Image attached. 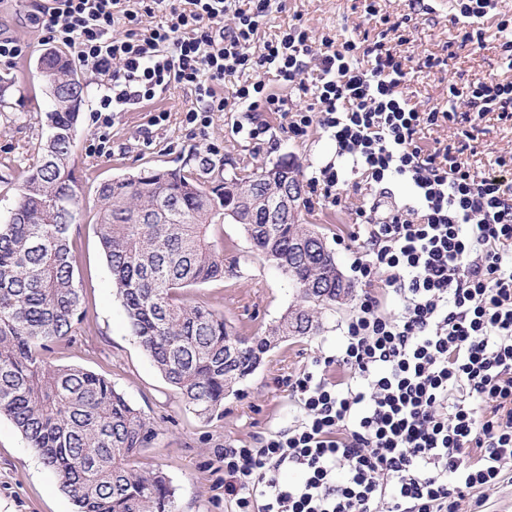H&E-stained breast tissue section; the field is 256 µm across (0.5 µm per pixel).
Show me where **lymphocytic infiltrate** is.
Returning a JSON list of instances; mask_svg holds the SVG:
<instances>
[{
    "mask_svg": "<svg viewBox=\"0 0 512 512\" xmlns=\"http://www.w3.org/2000/svg\"><path fill=\"white\" fill-rule=\"evenodd\" d=\"M500 0H454L461 44L494 18L512 64V17ZM272 0H41L43 43L73 49L99 89L97 112H121L174 86L187 124L217 112H269L289 137L311 128L336 163L308 180L318 203L373 193L352 207L367 237L350 252L363 294L336 354L288 380L300 415L253 447L224 451V496L238 512H460L512 483V178L472 171L468 140L431 151L425 129L512 118V82L450 85L448 107L419 110L410 71L385 39H313L303 24L256 45ZM273 76L297 103L270 91ZM234 79L230 96L217 85ZM406 184L412 199L398 203ZM400 310L389 313L388 299ZM344 372L330 380L328 366ZM300 474L287 481L288 471Z\"/></svg>",
    "mask_w": 512,
    "mask_h": 512,
    "instance_id": "1",
    "label": "lymphocytic infiltrate"
}]
</instances>
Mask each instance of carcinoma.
Returning a JSON list of instances; mask_svg holds the SVG:
<instances>
[{
	"mask_svg": "<svg viewBox=\"0 0 512 512\" xmlns=\"http://www.w3.org/2000/svg\"><path fill=\"white\" fill-rule=\"evenodd\" d=\"M39 65L59 85L48 88V134L0 224V415L9 418L57 476L77 512H174L168 476L139 465L140 448L157 435L150 422L105 378L52 365L53 344L82 328L85 308L75 278L70 229L80 210V180L71 155L84 85L64 54ZM297 190L296 216L268 222L267 208L242 225L252 248L292 279L297 303L265 336L243 337L224 314L182 298L188 287L224 277V246L212 230L235 195L207 156L185 169H150L104 183L97 234L133 336L165 381L201 418L222 415L224 398L261 364L282 336H307L317 313L336 309V285L319 276L336 261L318 251L308 264L288 257V239L308 231L299 168L286 162ZM254 195L272 190L265 171L236 177ZM236 355L225 363L224 353Z\"/></svg>",
	"mask_w": 512,
	"mask_h": 512,
	"instance_id": "obj_1",
	"label": "carcinoma"
}]
</instances>
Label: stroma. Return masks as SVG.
I'll use <instances>...</instances> for the list:
<instances>
[{"label":"stroma","instance_id":"stroma-1","mask_svg":"<svg viewBox=\"0 0 512 512\" xmlns=\"http://www.w3.org/2000/svg\"><path fill=\"white\" fill-rule=\"evenodd\" d=\"M36 2L8 0L0 6V33L31 46L28 54L13 62L0 61V77L13 82L6 93L7 105L0 108V224L8 222L25 175L47 136L45 113L50 101L37 73L44 47L40 31L29 19ZM370 3L393 18L408 11L406 0H280L260 25L257 39H270L296 17L317 37L329 34L344 40L359 36L364 28L374 36L383 27L365 23V7ZM452 5V0H435L412 29L408 43L400 47L414 63L404 93L410 104L422 110L447 108L451 83H475L491 76L512 80V69L500 54L502 37L495 23H485L482 44L460 45L457 28L449 21ZM429 55L444 59V66L422 67ZM190 99L187 90L170 88L154 101L113 113L111 126L105 128L94 111V95H86L72 155L83 194L71 240L88 329L72 342L55 346L49 359L106 378L150 421L158 435L140 449L137 459L167 474L176 512H235L234 502L224 498V448L249 444L254 437L288 428L296 420L299 411L289 398L288 376L303 371L316 357L335 353L356 302L351 299L321 313L318 330L290 337L270 351L239 384L237 394L225 399L221 417L209 421L198 417L159 375L132 335L112 286L95 226L100 184L147 168H179L195 153L223 163L229 174L238 167L253 171L286 161L298 166L306 178L336 158L335 144L323 130L313 128L296 140L274 116L267 117L266 132L255 140L232 130L236 121L250 125L243 112L214 113L206 130L195 129L184 121ZM156 109L169 113L158 126L150 123ZM478 129L476 148L466 160L477 172L498 173L497 157L512 150V121L491 112ZM306 219L317 225L341 271H348L343 241L358 230L349 211L317 205L308 210ZM215 235L224 243V263L232 271L186 289L185 296L223 313L241 335H264L294 305L295 292L284 275L252 250L240 225L220 224ZM0 512H74L54 472L4 416L0 417Z\"/></svg>","mask_w":512,"mask_h":512}]
</instances>
